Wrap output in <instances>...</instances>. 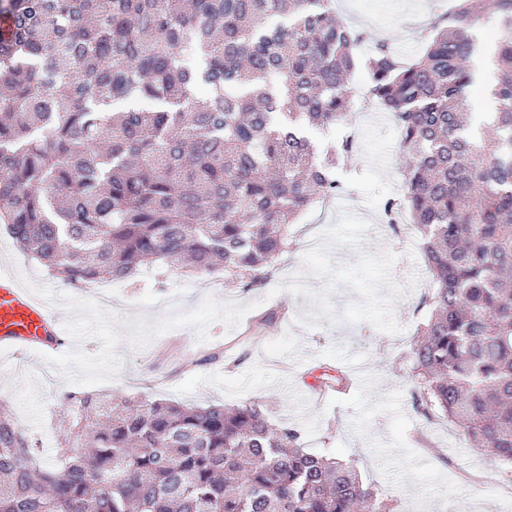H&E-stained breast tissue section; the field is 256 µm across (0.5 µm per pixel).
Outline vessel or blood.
Segmentation results:
<instances>
[{"instance_id": "obj_1", "label": "vessel or blood", "mask_w": 512, "mask_h": 512, "mask_svg": "<svg viewBox=\"0 0 512 512\" xmlns=\"http://www.w3.org/2000/svg\"><path fill=\"white\" fill-rule=\"evenodd\" d=\"M61 312L49 309L0 268V351L50 353L64 349L69 336Z\"/></svg>"}]
</instances>
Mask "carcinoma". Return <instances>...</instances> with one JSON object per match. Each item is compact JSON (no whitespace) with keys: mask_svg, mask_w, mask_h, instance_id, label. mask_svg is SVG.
<instances>
[{"mask_svg":"<svg viewBox=\"0 0 512 512\" xmlns=\"http://www.w3.org/2000/svg\"><path fill=\"white\" fill-rule=\"evenodd\" d=\"M483 13L490 137L469 115L471 0L413 58L376 43L362 93L350 74L366 36L333 0H0V223L71 287L184 261L259 288L288 225L338 195L355 145L323 159L309 130L360 102L387 112L406 175L384 212L410 217L432 291L409 352L417 399L512 463V0ZM140 101L152 108H115ZM66 399L57 470L0 410V512H392L257 403Z\"/></svg>","mask_w":512,"mask_h":512,"instance_id":"1","label":"carcinoma"}]
</instances>
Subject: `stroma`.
I'll return each instance as SVG.
<instances>
[{"label": "stroma", "instance_id": "stroma-1", "mask_svg": "<svg viewBox=\"0 0 512 512\" xmlns=\"http://www.w3.org/2000/svg\"><path fill=\"white\" fill-rule=\"evenodd\" d=\"M337 15L364 30L370 40L389 41L400 55L422 49L429 20L446 13L449 0H335ZM357 131L356 148L337 171L342 190L328 208H309L290 228L293 243L279 255L265 287L247 291L212 276L188 275L173 269L160 273L143 266L136 282H108L121 318L144 317L154 322L200 306L207 296L237 303L258 302L239 325L216 322L206 336L181 326L152 337L145 345L121 343L116 378L97 385L100 393L141 400L173 401L187 405L229 406L260 403L270 420L298 430L305 448L329 454L355 466L394 512H512V466L487 450L471 446L438 413L423 414L415 403V377L409 359L419 325L429 314L424 284L398 296L393 313L402 331L388 334L372 324L341 319L344 307L356 301L351 289L330 290L331 317L312 329L298 325L311 315L312 301L286 291L303 255L317 235L342 213L365 218L368 231L360 249L333 246L334 265L353 263L358 251L393 252V277L406 283L412 272H424L417 233L408 224L385 221L383 205L401 189L405 164L398 149L399 132L389 114L359 112L328 130H312L320 153L330 152L347 126ZM17 277H26L56 293L90 299L95 288H71L31 258L0 229V262ZM276 311L262 331L253 323L258 314ZM222 351L235 359L204 362V355ZM347 372V389L319 395L324 369ZM77 384L42 359L38 352L0 357V407L10 410L34 441L45 467L59 468L62 427L72 415L67 393ZM495 472L496 486L488 489L479 475Z\"/></svg>", "mask_w": 512, "mask_h": 512}]
</instances>
